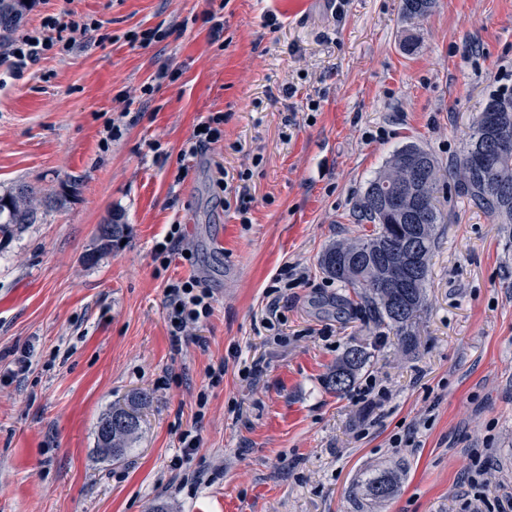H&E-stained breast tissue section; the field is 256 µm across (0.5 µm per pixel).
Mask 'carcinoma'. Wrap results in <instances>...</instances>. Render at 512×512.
I'll use <instances>...</instances> for the list:
<instances>
[{"instance_id":"obj_1","label":"carcinoma","mask_w":512,"mask_h":512,"mask_svg":"<svg viewBox=\"0 0 512 512\" xmlns=\"http://www.w3.org/2000/svg\"><path fill=\"white\" fill-rule=\"evenodd\" d=\"M436 7V0H402L405 19L411 21L427 17ZM28 4L24 0H0V42L21 22ZM477 128L469 133L462 153L456 158L453 174L457 196L465 197L484 208L500 224H512V150L508 154L495 153L488 148L479 158L470 157L479 152L476 145ZM438 162L431 152L411 142L395 149L385 165L369 180L364 194L356 204L360 220L374 224L372 233L363 238L329 246L320 257V267L330 278L353 290L361 301L371 305L381 321H388L395 330L402 347L409 351L416 344V323L426 306L428 278L420 280L412 289L408 310L401 315L393 310L394 290L385 287L389 277L386 261L390 254L402 251L416 241L431 257L435 245L436 225L442 213L437 204L421 209L418 203L424 197H433L438 190ZM40 203L21 186L18 190L0 196V232L6 224H35ZM121 217L111 219L99 230L101 248L120 238L125 225ZM360 248L358 255L351 250ZM348 253V263L336 271V254ZM370 354L360 345L349 347L332 371L328 385L342 392L355 382ZM141 421L129 420V415L114 406L104 413L96 425V447L106 458L120 462L137 442ZM398 475L381 471L366 480L367 494L376 501L391 498L398 486Z\"/></svg>"}]
</instances>
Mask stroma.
<instances>
[{
    "label": "stroma",
    "instance_id": "stroma-1",
    "mask_svg": "<svg viewBox=\"0 0 512 512\" xmlns=\"http://www.w3.org/2000/svg\"><path fill=\"white\" fill-rule=\"evenodd\" d=\"M288 2L32 0L20 30L64 11L99 28L17 74L0 60V194L25 186L43 202L38 223L0 234V512H458L484 451L489 479L512 484V224L457 197L450 175L489 94L512 88V0H437L412 26L402 0H308L293 15ZM218 9L214 42L203 15ZM145 29L161 41L124 38ZM215 112L223 142L182 157ZM408 142L443 171V222L405 352L319 261L370 233L355 204ZM248 166L243 224L220 181ZM116 214L123 239L101 249ZM174 224L184 250L156 268ZM293 264L307 280L266 329L267 292ZM192 275L214 311L177 354L163 291ZM353 345L370 361L333 391ZM370 382L383 405L361 401ZM141 391V437L112 462L97 422ZM193 426L203 479L184 485L171 461ZM382 470L400 489L378 503L365 481Z\"/></svg>",
    "mask_w": 512,
    "mask_h": 512
}]
</instances>
